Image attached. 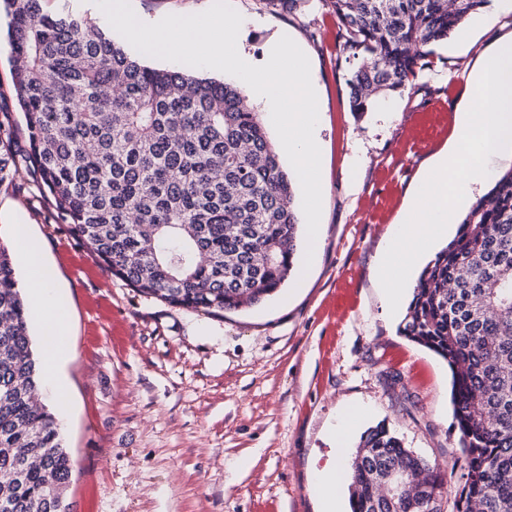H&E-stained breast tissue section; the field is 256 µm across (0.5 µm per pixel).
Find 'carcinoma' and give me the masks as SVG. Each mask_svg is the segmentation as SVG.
<instances>
[{
	"mask_svg": "<svg viewBox=\"0 0 512 512\" xmlns=\"http://www.w3.org/2000/svg\"><path fill=\"white\" fill-rule=\"evenodd\" d=\"M13 95L56 213L112 275L171 306L222 315L275 294L299 224L280 156L241 87L143 64L112 36L42 0H3ZM490 0H327L351 111L403 89L431 47ZM16 158L0 135V185ZM13 253L0 244V512H56L72 460L36 399L42 361ZM400 334L451 373L464 486L456 512H512V166L422 269ZM407 487L387 498L390 470ZM350 512H442L441 472L386 425L349 475Z\"/></svg>",
	"mask_w": 512,
	"mask_h": 512,
	"instance_id": "1",
	"label": "carcinoma"
}]
</instances>
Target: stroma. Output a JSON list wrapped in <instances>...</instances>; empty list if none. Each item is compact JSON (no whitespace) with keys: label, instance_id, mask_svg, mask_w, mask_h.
<instances>
[{"label":"stroma","instance_id":"obj_1","mask_svg":"<svg viewBox=\"0 0 512 512\" xmlns=\"http://www.w3.org/2000/svg\"><path fill=\"white\" fill-rule=\"evenodd\" d=\"M212 0H131L137 17L205 11ZM243 22L239 53L265 61L288 34L319 87L322 240L308 275L264 305L221 316L169 306L112 275L54 220L30 160L11 94L12 54L0 42V126L11 131L13 182L0 185V226L22 219L46 253L70 305L61 429L73 460L66 512H315L309 476L334 453L328 427L360 407L361 435L385 423L405 447L436 464L450 493L463 484L447 364L398 332L375 263L408 189L454 134V111L473 96L467 65L512 16L464 24L434 47L416 78L363 116L346 79L357 66L325 0L288 11L275 0H231Z\"/></svg>","mask_w":512,"mask_h":512}]
</instances>
